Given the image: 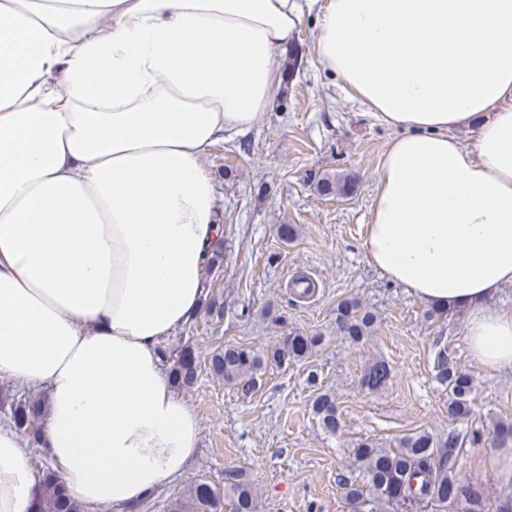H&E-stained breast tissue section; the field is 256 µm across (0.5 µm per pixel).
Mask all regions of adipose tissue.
Returning <instances> with one entry per match:
<instances>
[{
  "label": "adipose tissue",
  "mask_w": 512,
  "mask_h": 512,
  "mask_svg": "<svg viewBox=\"0 0 512 512\" xmlns=\"http://www.w3.org/2000/svg\"><path fill=\"white\" fill-rule=\"evenodd\" d=\"M301 0H0V377L48 392L41 445L72 499L132 508L182 476L199 424L160 346L200 310L221 236L202 159L281 88ZM397 128L363 242L464 311L512 368V0H323L315 47ZM471 132L469 142L455 136ZM39 496L0 426V512Z\"/></svg>",
  "instance_id": "obj_1"
}]
</instances>
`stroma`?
Wrapping results in <instances>:
<instances>
[{"label":"stroma","instance_id":"1","mask_svg":"<svg viewBox=\"0 0 512 512\" xmlns=\"http://www.w3.org/2000/svg\"><path fill=\"white\" fill-rule=\"evenodd\" d=\"M316 14L305 15L294 40L302 63L258 123L235 140L214 146L203 163L218 189L224 226V263L205 270L206 289L223 293V319L197 315L166 342L171 351L192 347L207 358L232 344L264 350L292 332L318 333L322 344L307 359L268 365L260 390L242 398L201 368L193 386L177 392L196 415L199 446L186 472L166 483L139 512H166L170 497L196 479L224 483V469L243 468L261 495L260 512H348L337 484L356 440L388 445L419 430L438 435L465 427L491 430L512 421V368L485 369L471 354L465 314L430 321L426 302L390 282L367 259L365 225L376 191L379 159L396 131L365 105L348 98L341 82L319 65ZM353 174L347 197L322 196L324 175ZM296 238L282 242L279 225ZM304 274L316 284L307 298L293 292ZM345 297L374 309L380 324L355 346L336 333V304ZM447 347L473 380L468 424L448 418L447 395L434 378V358ZM375 359L391 376L371 392L359 380ZM336 393L342 433L325 434L313 418L309 376ZM491 443L463 445L456 471L482 482L491 499L512 498L490 465Z\"/></svg>","mask_w":512,"mask_h":512}]
</instances>
